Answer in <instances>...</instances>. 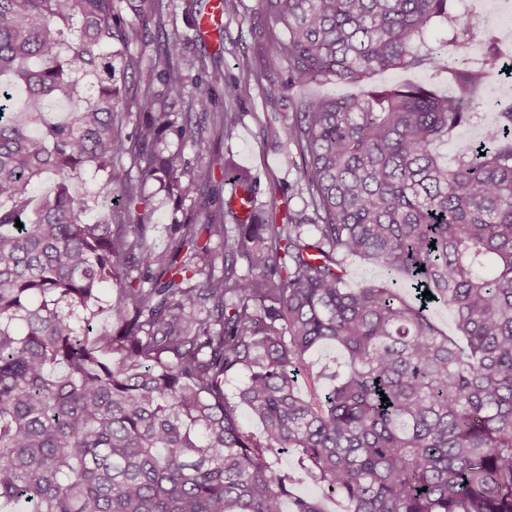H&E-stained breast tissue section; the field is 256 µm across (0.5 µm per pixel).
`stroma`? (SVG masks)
<instances>
[{"label": "stroma", "mask_w": 512, "mask_h": 512, "mask_svg": "<svg viewBox=\"0 0 512 512\" xmlns=\"http://www.w3.org/2000/svg\"><path fill=\"white\" fill-rule=\"evenodd\" d=\"M114 5L128 24L138 23L143 16L158 10L165 16L163 29H151L145 38L131 43L127 49L141 67H148L154 61L160 44L177 39L183 44L184 56L217 57L225 75L238 80L241 120L232 137L217 141L204 115H194V122L204 129L203 141L198 145H183L169 140L168 152L174 155L176 165L183 169L212 158L231 161L256 176L259 217H267L273 211L282 216L290 209L302 210L303 196L288 190L289 185L296 183L298 172L281 162L288 145L279 131L291 116L293 94L288 91L278 98H268L262 87L238 66L245 58L268 67L275 74L286 66L277 52L283 33L267 18L262 0H233L222 23L203 32L195 30L185 16L184 0H114ZM143 192L153 226L149 241L156 248H164L167 225L183 221L193 203L177 201L156 180L147 181Z\"/></svg>", "instance_id": "35a3bbf8"}]
</instances>
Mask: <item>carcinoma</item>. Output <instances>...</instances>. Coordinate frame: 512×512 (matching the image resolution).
I'll use <instances>...</instances> for the list:
<instances>
[{
	"instance_id": "obj_1",
	"label": "carcinoma",
	"mask_w": 512,
	"mask_h": 512,
	"mask_svg": "<svg viewBox=\"0 0 512 512\" xmlns=\"http://www.w3.org/2000/svg\"><path fill=\"white\" fill-rule=\"evenodd\" d=\"M263 4L287 77L239 67L268 97L360 86L292 100L281 134L298 157L284 162L305 206L281 223L257 218L248 173L214 160L182 172L164 148L199 141L193 110L231 138L240 113L213 107L218 67L169 40L119 105L115 64L162 12L134 27L114 23L113 0H0V512H512V104L479 96L504 58L491 38L479 67L450 66L425 41L447 22L464 57L489 19L450 0ZM427 64L448 89L368 84ZM184 94L180 121L164 98ZM483 106L493 125L442 161ZM89 170L123 201L97 224L73 190ZM149 180L181 201L224 183L247 215L215 193L157 251L148 225L128 223ZM352 258L403 289L347 287ZM101 312L110 327L93 324ZM326 344L343 371L309 361ZM288 450L296 476L274 466ZM305 481L320 493H295Z\"/></svg>"
}]
</instances>
